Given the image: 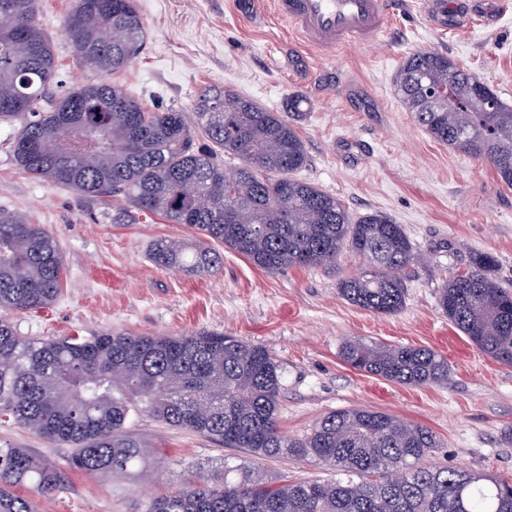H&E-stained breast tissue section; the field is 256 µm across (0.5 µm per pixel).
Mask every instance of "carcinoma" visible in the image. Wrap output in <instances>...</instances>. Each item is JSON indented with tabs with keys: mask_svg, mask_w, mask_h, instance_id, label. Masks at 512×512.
Segmentation results:
<instances>
[{
	"mask_svg": "<svg viewBox=\"0 0 512 512\" xmlns=\"http://www.w3.org/2000/svg\"><path fill=\"white\" fill-rule=\"evenodd\" d=\"M65 34L74 55L102 74L126 68L143 50L134 0H74ZM57 78L36 0H0V127H17L12 152L24 171L92 196H120L131 210L162 215L221 243L266 272L330 266L345 248L362 256L360 276L338 283L350 304L378 315L404 307L402 272L419 260L403 226L381 212L352 218L338 199L292 174L308 163L288 115L298 94L271 112L230 91L207 89L194 111L212 146H196L182 111L150 112L104 80L49 99ZM397 94L436 141L492 165L512 187V106L468 68L431 50L410 53ZM222 150L241 161L227 178ZM162 268L209 273L212 249L158 241ZM497 260L470 256L469 268L438 294L448 321L491 359L512 366V292L493 276ZM64 259L41 225L0 212V414L52 444L73 448L71 464L96 477L143 474L148 445L127 426L131 406L154 419L240 449L253 458H315L345 478L276 483L224 459L156 497L145 512H512V481L426 463L436 447L428 427L390 413L341 409L301 438L278 425L283 372L263 346L214 332L173 336L105 331L88 338L32 340L6 314L51 306ZM351 368L403 385L448 381V361L429 348L349 341ZM52 467L25 448H0V512H39L18 492L59 486Z\"/></svg>",
	"mask_w": 512,
	"mask_h": 512,
	"instance_id": "carcinoma-1",
	"label": "carcinoma"
}]
</instances>
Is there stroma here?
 <instances>
[{
    "instance_id": "35a3bbf8",
    "label": "stroma",
    "mask_w": 512,
    "mask_h": 512,
    "mask_svg": "<svg viewBox=\"0 0 512 512\" xmlns=\"http://www.w3.org/2000/svg\"><path fill=\"white\" fill-rule=\"evenodd\" d=\"M146 26L140 55L110 75L150 110L176 108L196 123L202 90L233 91L282 111L289 94L306 99L294 116L309 162L296 179L337 198L351 217L383 212L402 224L421 260L405 272L406 303L394 315L355 307L337 292L358 276L362 258L343 250L335 266L265 272L221 248L222 268L198 275L157 266L152 246L178 238L209 246L193 229L153 214L112 221L120 198L101 199L35 177L17 166L12 128H0V210L42 225L64 257L62 293L48 308L10 314L34 339L115 330L171 336L217 331L264 346L283 368L278 424L302 437L330 412L381 410L432 429L427 461L512 477V367L497 363L449 322L438 305L446 278L474 252L493 254L497 281L512 288V188L489 163L435 141L395 94L402 60L436 49L468 65L512 105V9L496 24L434 29L427 0H407L381 41L319 56L290 45L273 0H135ZM73 0H37L55 54L60 96L98 80L79 64L65 35ZM349 340L431 348L448 361V381L401 385L359 372L339 351ZM129 428L158 454L146 476L90 477L71 469L72 450L0 419V448H26L58 469L59 490L37 498L40 512H143L155 496L221 468L231 449L131 411ZM246 466L280 481L331 480L312 458L255 459Z\"/></svg>"
}]
</instances>
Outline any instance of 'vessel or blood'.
<instances>
[{"instance_id":"vessel-or-blood-1","label":"vessel or blood","mask_w":512,"mask_h":512,"mask_svg":"<svg viewBox=\"0 0 512 512\" xmlns=\"http://www.w3.org/2000/svg\"><path fill=\"white\" fill-rule=\"evenodd\" d=\"M395 0H274L275 14L299 45L329 55L353 44L371 45L386 33ZM472 0L447 7L431 0L428 18L436 28L462 27L473 12Z\"/></svg>"}]
</instances>
